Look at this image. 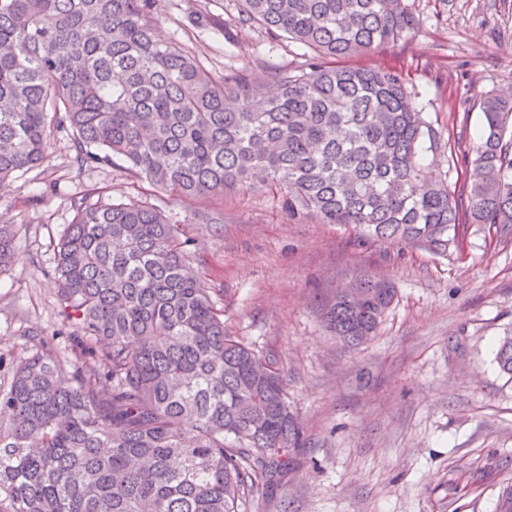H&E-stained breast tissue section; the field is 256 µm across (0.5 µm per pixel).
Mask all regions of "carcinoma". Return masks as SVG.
<instances>
[{"mask_svg":"<svg viewBox=\"0 0 512 512\" xmlns=\"http://www.w3.org/2000/svg\"><path fill=\"white\" fill-rule=\"evenodd\" d=\"M151 7L0 0V182L68 128L79 165L118 157L179 197L268 187L288 215L360 241L459 246L454 193L419 156L435 132L402 74L334 65L407 39L405 0H241L240 24L308 50L273 94L157 38ZM481 111L466 222L512 232V96ZM188 246L145 202L98 191L75 205L53 249L74 384L49 347L16 359L0 395V512H247L259 482L291 470L305 436L287 379L227 333ZM19 259L0 226V272ZM358 287L359 304L338 289L325 305L347 347L377 335L396 295L371 275ZM496 360L512 376V336Z\"/></svg>","mask_w":512,"mask_h":512,"instance_id":"carcinoma-1","label":"carcinoma"}]
</instances>
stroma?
Returning a JSON list of instances; mask_svg holds the SVG:
<instances>
[{
    "label": "stroma",
    "mask_w": 512,
    "mask_h": 512,
    "mask_svg": "<svg viewBox=\"0 0 512 512\" xmlns=\"http://www.w3.org/2000/svg\"><path fill=\"white\" fill-rule=\"evenodd\" d=\"M406 2L418 21L411 37L349 63L404 73L438 141L423 161L461 187L483 97L512 89V0ZM239 9L238 0H156L151 21L214 77L243 69L275 90V72L304 65L306 50L239 25ZM452 143L461 147L454 157ZM74 156L69 136L55 133L43 164L0 183V225L12 226L21 255L0 273V391L13 359L40 337L70 358L53 246L75 201L102 188L180 225L229 334L285 372L306 445L292 471L254 492L249 512H495L512 483V376L496 362L499 340L512 336V234L468 224L461 250L445 255L359 243L341 224L289 220L281 193L266 187L186 199L121 159L89 168ZM367 272L392 280L397 295L377 336L348 349L326 331L321 308Z\"/></svg>",
    "instance_id": "1"
}]
</instances>
